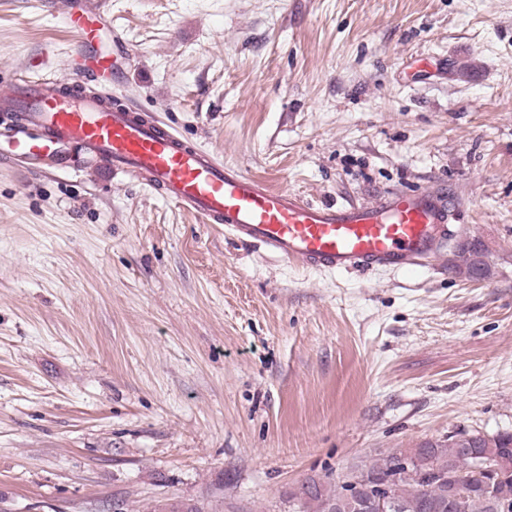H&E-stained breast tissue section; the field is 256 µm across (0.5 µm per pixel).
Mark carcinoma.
<instances>
[{"label": "carcinoma", "mask_w": 512, "mask_h": 512, "mask_svg": "<svg viewBox=\"0 0 512 512\" xmlns=\"http://www.w3.org/2000/svg\"><path fill=\"white\" fill-rule=\"evenodd\" d=\"M483 248L454 245L450 270L478 275ZM491 461L497 472L489 476L474 468L475 460ZM383 496L388 512H496L512 506V433L471 434L460 441H427L417 448L383 454L369 465L347 471L335 483L321 477L305 479L304 490L290 494L294 512H361L363 503ZM150 512H203L198 502L183 497L156 501Z\"/></svg>", "instance_id": "cac0c4a2"}]
</instances>
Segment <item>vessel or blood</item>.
Listing matches in <instances>:
<instances>
[{
  "label": "vessel or blood",
  "mask_w": 512,
  "mask_h": 512,
  "mask_svg": "<svg viewBox=\"0 0 512 512\" xmlns=\"http://www.w3.org/2000/svg\"><path fill=\"white\" fill-rule=\"evenodd\" d=\"M62 15L81 48L78 71L108 73L105 58L87 52L109 27L100 0H65ZM77 83L76 76L20 77L0 95V108L18 113L24 131L14 152L30 159L33 171H40L44 157L53 170H69L76 164L71 151L79 149L147 181L164 198L220 226L226 237L311 270L409 273L431 266L448 248L449 226L458 222L462 203L446 187L390 190L373 205L315 203L215 161L137 108L82 96Z\"/></svg>",
  "instance_id": "b4317fda"
}]
</instances>
